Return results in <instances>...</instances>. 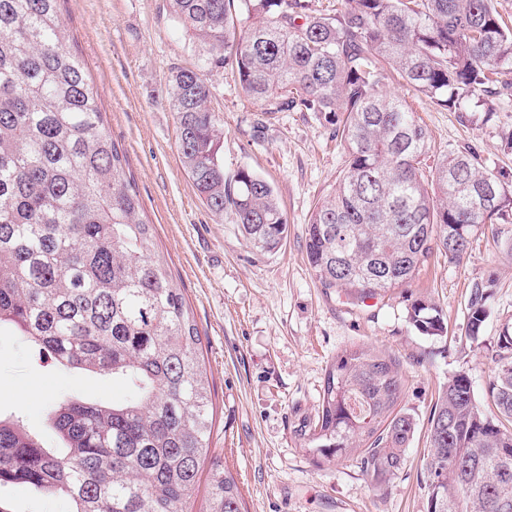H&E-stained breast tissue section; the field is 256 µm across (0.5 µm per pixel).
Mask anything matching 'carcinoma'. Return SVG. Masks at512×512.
<instances>
[{"mask_svg":"<svg viewBox=\"0 0 512 512\" xmlns=\"http://www.w3.org/2000/svg\"><path fill=\"white\" fill-rule=\"evenodd\" d=\"M64 2L0 0V332L67 369L110 376L130 396L58 399L53 448L20 417H0V512H14L6 493L17 485L68 499L70 512H192L214 421L199 331L70 44ZM169 2L198 59L169 79L183 165L203 203L231 214L253 248L277 251L288 224L270 182L247 169L224 177L209 83L224 70L260 111L317 112L340 137L345 175L305 229L325 288L361 301L405 288L432 253L463 258L475 231L512 206V191L468 152L427 165L425 126L385 90L393 74L442 108L487 104L490 86L512 75V27L493 0H340L332 15L307 0ZM493 286L471 287L472 337ZM407 317L424 336L447 332L423 299ZM493 361L494 412L464 372L431 409L428 512H512V329ZM402 399L399 360L345 348L299 436L326 459L357 452L383 482L415 432ZM208 510L243 512L237 481L217 463Z\"/></svg>","mask_w":512,"mask_h":512,"instance_id":"cac0c4a2","label":"carcinoma"}]
</instances>
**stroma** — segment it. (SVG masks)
<instances>
[{
	"label": "stroma",
	"mask_w": 512,
	"mask_h": 512,
	"mask_svg": "<svg viewBox=\"0 0 512 512\" xmlns=\"http://www.w3.org/2000/svg\"><path fill=\"white\" fill-rule=\"evenodd\" d=\"M73 34L105 110V128L126 153L143 217L155 226L161 257L198 327L214 403L212 459L229 467L246 512H426L424 461L431 408L448 378L467 372L486 402L491 348L512 322V211L484 225L464 259L432 255L409 286L354 302L325 288L305 253L315 206L344 170V150L313 112H259L225 73L212 76V105L224 131V173L248 169L275 188L288 236L275 253L246 241L231 215L200 200L177 147L167 101L172 69L196 61L194 44L168 0H65ZM427 128L435 156L471 152L512 190V88L492 95V113L454 112L389 80ZM494 277L490 316L478 339L465 333L470 289ZM435 304L448 328L435 339L408 322L410 300ZM375 348L401 362L402 404L416 423L402 469L371 480L356 454L324 459L298 436L315 418L337 351ZM63 394L120 402L123 386L40 360L19 337L0 335V415H17L53 446L47 405Z\"/></svg>",
	"instance_id": "1"
}]
</instances>
